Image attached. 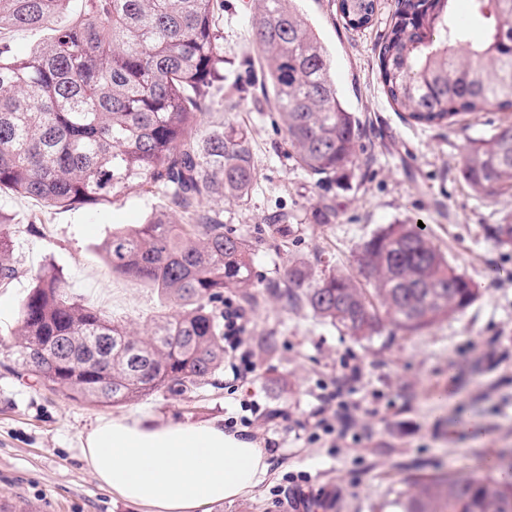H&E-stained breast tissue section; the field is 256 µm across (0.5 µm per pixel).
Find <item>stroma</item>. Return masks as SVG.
Listing matches in <instances>:
<instances>
[{"label": "stroma", "mask_w": 512, "mask_h": 512, "mask_svg": "<svg viewBox=\"0 0 512 512\" xmlns=\"http://www.w3.org/2000/svg\"><path fill=\"white\" fill-rule=\"evenodd\" d=\"M377 4L372 24L352 30L336 0L297 3L333 62L340 95L360 119L353 163L320 181L298 165L272 101L259 89L249 32L254 0H225L224 89L215 95L211 118L246 130L256 183L248 198L215 197L207 206L249 236L271 219L288 227L287 245L267 235L253 255L257 300L248 314L256 370L236 392L208 385L105 406L66 399L12 372L20 304L45 265L62 273L74 297L116 320L139 327L160 312L156 290L113 275L100 246L114 228L144 223L166 200L147 187L72 207L0 193L17 269L0 282V497L36 505L38 512H143L100 487L82 460V436L99 419L138 409L163 422L237 416L249 392L268 412L249 432L268 455L269 476L212 512H283L288 488L321 483L334 486L340 512H393L409 479L468 477L484 459L512 452V244L491 232L492 225L512 224V192L483 197L461 174L471 141L512 122V112L489 107L451 125L426 126L395 111L378 56L396 0ZM326 203L337 212L328 224L317 214ZM404 222L423 223L449 262L479 284L481 296L464 313L416 334L388 325L356 340L276 295L289 258L356 278L359 245ZM266 334L277 337L275 349L257 344ZM350 367L361 370L357 396L368 412L340 443L313 428L312 415L320 395L345 387ZM474 420L483 425L478 438L469 429Z\"/></svg>", "instance_id": "1"}]
</instances>
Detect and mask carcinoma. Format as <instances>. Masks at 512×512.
<instances>
[{
	"label": "carcinoma",
	"mask_w": 512,
	"mask_h": 512,
	"mask_svg": "<svg viewBox=\"0 0 512 512\" xmlns=\"http://www.w3.org/2000/svg\"><path fill=\"white\" fill-rule=\"evenodd\" d=\"M0 0V30L50 27L24 57L0 47V192L51 207L105 201L132 185L162 189L168 206L102 243L112 273L148 283L173 304L140 330L72 296L43 267L22 300L15 363L69 400L104 405L156 392L184 395L224 367V290L255 302L253 243L206 209L242 200L255 179L249 138L232 122L207 125L224 83V0ZM352 28L377 0H339ZM488 31L472 42L453 0H397L381 49L385 94L425 125L488 106L512 112V0H472ZM251 43L297 163L326 179L351 162L359 119L295 0H257ZM462 172L477 193L512 191V123L472 143ZM355 261L372 289L336 268L286 270L285 298L348 336L408 333L467 309L471 280L414 224H389ZM16 274L0 232V281ZM399 512H512V457L481 475L418 479Z\"/></svg>",
	"instance_id": "1"
}]
</instances>
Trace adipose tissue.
Listing matches in <instances>:
<instances>
[{
  "label": "adipose tissue",
  "instance_id": "obj_1",
  "mask_svg": "<svg viewBox=\"0 0 512 512\" xmlns=\"http://www.w3.org/2000/svg\"><path fill=\"white\" fill-rule=\"evenodd\" d=\"M81 450L103 488L146 512H210L269 475L264 449L216 420L163 423L147 412L103 418Z\"/></svg>",
  "mask_w": 512,
  "mask_h": 512
}]
</instances>
